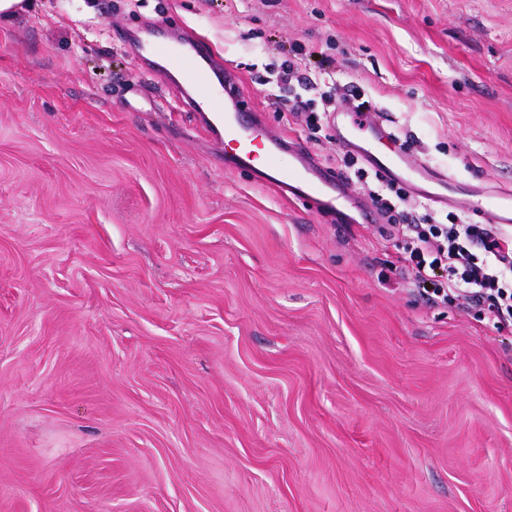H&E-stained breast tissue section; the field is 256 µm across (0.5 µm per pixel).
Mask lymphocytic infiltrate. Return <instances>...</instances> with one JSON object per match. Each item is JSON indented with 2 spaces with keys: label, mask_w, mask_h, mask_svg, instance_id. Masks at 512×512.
<instances>
[{
  "label": "lymphocytic infiltrate",
  "mask_w": 512,
  "mask_h": 512,
  "mask_svg": "<svg viewBox=\"0 0 512 512\" xmlns=\"http://www.w3.org/2000/svg\"><path fill=\"white\" fill-rule=\"evenodd\" d=\"M404 189L393 197L375 193L370 206L390 236L406 239L407 253L397 271L422 291L428 304L439 294L462 297L471 307L486 310L498 329H512V226L464 224L456 216L447 223L427 224L399 211L407 201Z\"/></svg>",
  "instance_id": "obj_1"
}]
</instances>
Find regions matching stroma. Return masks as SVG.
Listing matches in <instances>:
<instances>
[{"instance_id":"35a3bbf8","label":"stroma","mask_w":512,"mask_h":512,"mask_svg":"<svg viewBox=\"0 0 512 512\" xmlns=\"http://www.w3.org/2000/svg\"><path fill=\"white\" fill-rule=\"evenodd\" d=\"M153 26L194 32L246 116L361 196L387 187L345 165L340 87L455 195L512 187V0H33L1 20L0 512H512V333L426 306L379 225L225 165L134 55ZM290 62L312 86L279 89Z\"/></svg>"}]
</instances>
